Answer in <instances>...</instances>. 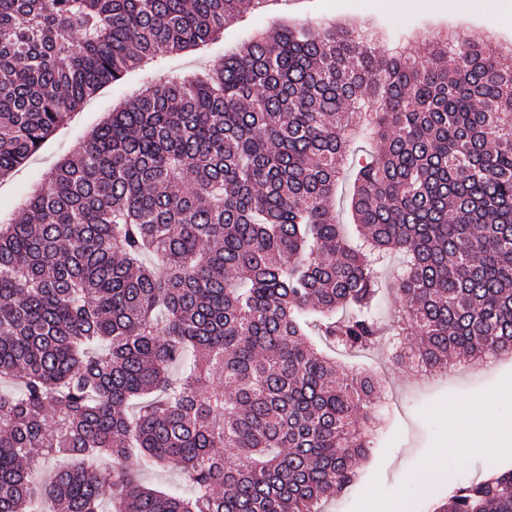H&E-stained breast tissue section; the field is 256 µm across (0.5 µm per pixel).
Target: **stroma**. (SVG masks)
<instances>
[{"mask_svg":"<svg viewBox=\"0 0 512 512\" xmlns=\"http://www.w3.org/2000/svg\"><path fill=\"white\" fill-rule=\"evenodd\" d=\"M453 0H277L267 13H255L228 26L206 49L168 57L169 68L197 71L217 65L225 52L254 33L284 22L326 20L367 24L383 31L386 41H401L412 55L423 53V32L460 30L475 41L497 37L512 42V0H491L468 14L453 13ZM153 66L130 72L124 82L110 84L88 100L80 112L58 129L42 148L8 177L0 180V218L11 216L41 182L44 174L76 152L90 131L133 89L153 73ZM345 373L376 372L384 381L377 400L381 438L360 468V477L345 496L326 505L325 512H428L432 499L466 476L482 477L488 467L512 465V360L474 372L458 364L431 384L416 381L412 372L389 361L386 349L361 357L340 358ZM485 394L487 429L470 447L450 448L451 408L464 407Z\"/></svg>","mask_w":512,"mask_h":512,"instance_id":"35a3bbf8","label":"stroma"}]
</instances>
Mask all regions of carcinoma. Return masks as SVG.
Returning <instances> with one entry per match:
<instances>
[{"label":"carcinoma","mask_w":512,"mask_h":512,"mask_svg":"<svg viewBox=\"0 0 512 512\" xmlns=\"http://www.w3.org/2000/svg\"><path fill=\"white\" fill-rule=\"evenodd\" d=\"M267 2L0 0V179ZM425 41L258 32L134 94L0 222V512H324L377 445L379 382L319 344L392 338L421 372L512 355V44ZM357 132L376 149L351 159ZM55 454L80 465L35 484ZM159 467L191 495L140 482ZM434 512H512V466Z\"/></svg>","instance_id":"obj_1"}]
</instances>
